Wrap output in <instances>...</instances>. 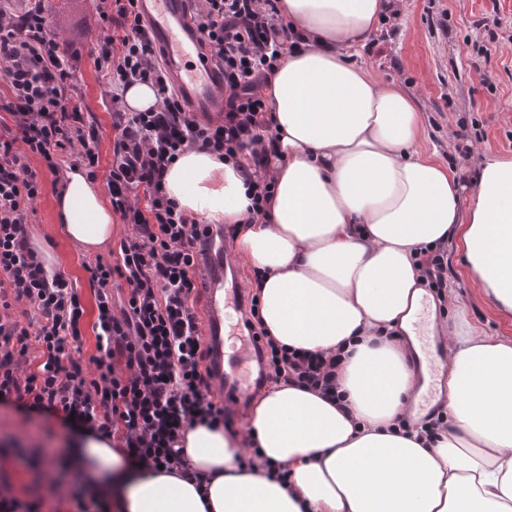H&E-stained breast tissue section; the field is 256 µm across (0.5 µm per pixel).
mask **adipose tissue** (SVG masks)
<instances>
[{"label":"adipose tissue","instance_id":"1","mask_svg":"<svg viewBox=\"0 0 512 512\" xmlns=\"http://www.w3.org/2000/svg\"><path fill=\"white\" fill-rule=\"evenodd\" d=\"M392 9L390 0H281L302 40L264 88L280 158L263 222L243 223L250 200L232 161L192 149L165 177L187 214L238 225L234 250L262 275L266 335L335 357L341 400L278 382L254 400L243 436L195 425L185 454L200 486L76 434L71 460L118 512H512V337L457 330L450 425L433 438L398 426L421 373L422 247L456 242L479 295L512 315V158L484 154L462 206L453 171L418 149L415 101L347 58ZM58 208L84 251L111 241L112 209L84 170L65 173ZM246 439L260 461L287 469V482L237 468Z\"/></svg>","mask_w":512,"mask_h":512}]
</instances>
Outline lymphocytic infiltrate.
<instances>
[{
  "label": "lymphocytic infiltrate",
  "mask_w": 512,
  "mask_h": 512,
  "mask_svg": "<svg viewBox=\"0 0 512 512\" xmlns=\"http://www.w3.org/2000/svg\"><path fill=\"white\" fill-rule=\"evenodd\" d=\"M25 12L0 6V402L57 415L66 429H89L122 448L150 472H191L179 445L194 424L223 426L224 386L208 365L209 346L195 305L197 275L210 225L178 208L164 190L170 164L189 148L242 160L251 198L243 222L265 214L275 184L276 137L270 133L265 81L299 42L280 0H198L201 41L224 75L223 114L201 121L175 95L172 81L135 9V0H97L103 31L92 49L112 106V210L131 228L110 259L88 266L97 316L87 321L78 288L47 267L28 239L27 224L44 190L43 173L63 166L96 176L100 132L69 96L71 70L47 33L45 0ZM150 84L155 108L122 107L129 84ZM39 158L33 170L29 157ZM142 192L144 204L131 200ZM33 311L20 322L15 306ZM257 304L243 319L255 340L260 384L292 380L336 390L331 362L276 348L258 328ZM95 351L84 355L87 337ZM30 465L44 480L18 484L0 465V512H112L91 489L66 449L34 448Z\"/></svg>",
  "instance_id": "1"
}]
</instances>
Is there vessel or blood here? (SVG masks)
<instances>
[{
  "instance_id": "b4317fda",
  "label": "vessel or blood",
  "mask_w": 512,
  "mask_h": 512,
  "mask_svg": "<svg viewBox=\"0 0 512 512\" xmlns=\"http://www.w3.org/2000/svg\"><path fill=\"white\" fill-rule=\"evenodd\" d=\"M136 11L161 50V62L173 80L180 102L202 119L222 115L224 76L204 57L198 22L192 15V0H136ZM228 264L224 240L215 238L203 276L204 313L210 332L212 367L218 378L245 392L251 387L252 378L246 369L254 356L244 353L236 342L244 334L242 327L227 323L230 302L242 300L224 276Z\"/></svg>"
}]
</instances>
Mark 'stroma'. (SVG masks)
Wrapping results in <instances>:
<instances>
[{"mask_svg":"<svg viewBox=\"0 0 512 512\" xmlns=\"http://www.w3.org/2000/svg\"><path fill=\"white\" fill-rule=\"evenodd\" d=\"M96 3L48 0L47 8L51 33L74 57L72 101L101 133L97 182L102 185L112 162V109L107 80L89 56L101 35ZM398 8L375 32L373 54L359 47L348 58L375 77L398 83L416 101L420 151L463 175V188L471 189L476 152L512 156V0H400ZM484 46L492 50L490 63L478 71L473 62ZM28 232L32 245H49L52 267L65 272L85 306L93 307L84 266L109 251L87 253L68 240L58 222L53 186H45L36 202ZM445 289L454 297L452 304L436 305L425 328L437 343H447L463 321L490 336H512V317L477 295L453 250ZM48 434L59 447L70 437L56 417L37 415L16 402L0 403V456L14 455Z\"/></svg>","mask_w":512,"mask_h":512,"instance_id":"1","label":"stroma"}]
</instances>
